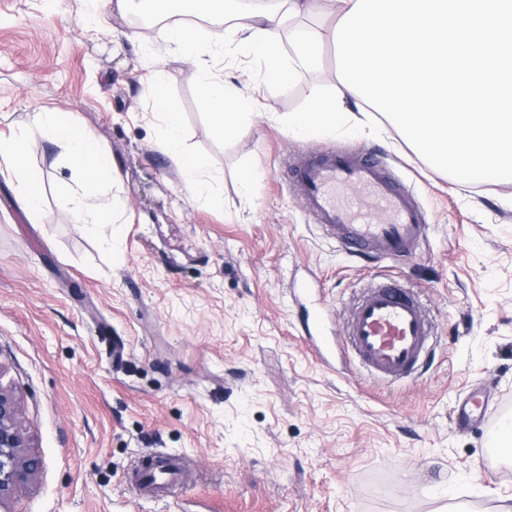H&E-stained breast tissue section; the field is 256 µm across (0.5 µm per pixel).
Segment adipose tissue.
<instances>
[{
    "label": "adipose tissue",
    "mask_w": 512,
    "mask_h": 512,
    "mask_svg": "<svg viewBox=\"0 0 512 512\" xmlns=\"http://www.w3.org/2000/svg\"><path fill=\"white\" fill-rule=\"evenodd\" d=\"M328 2L325 25L315 27L300 22L309 11L308 0H272L271 4L253 7L244 6L242 0H141L146 12L159 17L180 13L218 22V29L204 39L199 38L192 25L183 22L152 31L151 36L164 41L174 54L197 68L199 90L207 104L211 125L223 139L238 133L255 106L253 98L235 83L212 74L210 59L224 54L227 45L234 42L262 62L267 82H292L303 72L317 69L325 44L333 39L335 24L356 0ZM146 91L161 120L159 149L177 165L192 196L216 201L210 161L203 154L185 150L180 115L169 106L162 72H154ZM362 103L361 97L341 85L329 96L312 92L303 111L289 113L288 130L302 139L322 138L339 130L352 137L362 136L366 124L376 118L372 112L361 116L350 112V105ZM38 121L82 174L78 190L72 193L80 223L92 232L115 223L126 203L112 193L116 163L110 152L88 136L69 114L42 112ZM29 158L30 139L25 132L0 139V163L17 180L26 210L36 218L42 211L41 184L30 168Z\"/></svg>",
    "instance_id": "1"
}]
</instances>
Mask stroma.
Wrapping results in <instances>:
<instances>
[{"label":"stroma","instance_id":"stroma-1","mask_svg":"<svg viewBox=\"0 0 512 512\" xmlns=\"http://www.w3.org/2000/svg\"><path fill=\"white\" fill-rule=\"evenodd\" d=\"M83 12V0H0V137L28 129L42 176L36 223L0 173V386L41 461L7 512H491L512 496L492 427L455 421L474 395L512 417V184L458 185L389 127L292 137L289 113L336 86L330 45L318 72L286 85L266 83L247 53L212 59L260 110L218 138L193 66L129 40L132 15L114 0L102 21ZM156 57L186 148L220 179L218 203L191 198L156 145ZM41 110L73 114L111 151L120 235L78 224L79 173L35 125ZM336 150L379 156L412 191L429 226L417 256L359 259L323 233L290 170ZM376 280L414 289L435 323L431 360L406 383L374 381L341 349L320 362L293 294L316 288L340 338ZM158 452L184 457L188 478L168 499L137 498L126 472Z\"/></svg>","mask_w":512,"mask_h":512}]
</instances>
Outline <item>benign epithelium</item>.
I'll return each instance as SVG.
<instances>
[{"label":"benign epithelium","mask_w":512,"mask_h":512,"mask_svg":"<svg viewBox=\"0 0 512 512\" xmlns=\"http://www.w3.org/2000/svg\"><path fill=\"white\" fill-rule=\"evenodd\" d=\"M26 448L18 402L0 386V506L40 468L38 458L28 455Z\"/></svg>","instance_id":"benign-epithelium-1"}]
</instances>
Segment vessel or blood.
Segmentation results:
<instances>
[{
    "label": "vessel or blood",
    "mask_w": 512,
    "mask_h": 512,
    "mask_svg": "<svg viewBox=\"0 0 512 512\" xmlns=\"http://www.w3.org/2000/svg\"><path fill=\"white\" fill-rule=\"evenodd\" d=\"M293 178L304 193L305 207L328 236L351 256H376L393 261L416 255L427 236L424 212L406 188L390 176L374 156L347 151L318 152L302 160ZM354 186L383 205L379 218L357 219L353 209L336 200V189ZM432 324L413 290L392 283L371 285L352 305L345 345L370 375L394 383L420 373L428 363ZM164 472L145 479L135 470L134 484L146 498L164 499L183 480L182 462L159 453Z\"/></svg>",
    "instance_id": "b4317fda"
}]
</instances>
